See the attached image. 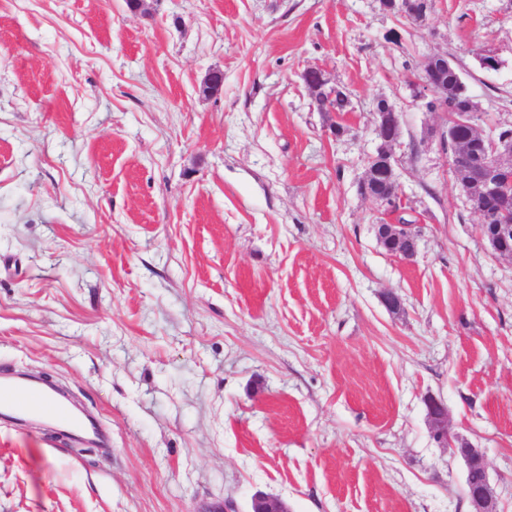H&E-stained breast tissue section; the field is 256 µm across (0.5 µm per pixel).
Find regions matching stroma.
I'll return each mask as SVG.
<instances>
[{"mask_svg":"<svg viewBox=\"0 0 512 512\" xmlns=\"http://www.w3.org/2000/svg\"><path fill=\"white\" fill-rule=\"evenodd\" d=\"M433 53L482 127L512 121V0H436L424 27L377 0H0V368L110 440L0 422V512H470L460 439L512 512V260L408 85ZM310 67L349 111L315 108ZM380 98L410 260L359 191ZM400 221L411 224L404 218H400ZM408 224H387L386 222H380L377 224V239L379 244L404 245L405 250L401 251L404 259L410 260L416 254V235L413 232L408 231L410 226ZM429 420L434 429L441 435V440L448 441L447 411L441 401L429 396L425 399Z\"/></svg>","mask_w":512,"mask_h":512,"instance_id":"1","label":"stroma"}]
</instances>
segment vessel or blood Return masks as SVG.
Listing matches in <instances>:
<instances>
[{
  "label": "vessel or blood",
  "instance_id": "obj_1",
  "mask_svg": "<svg viewBox=\"0 0 512 512\" xmlns=\"http://www.w3.org/2000/svg\"><path fill=\"white\" fill-rule=\"evenodd\" d=\"M0 408L29 419H56L66 425L71 436L81 440L92 441L99 436L88 416L72 412L53 394L36 389L6 371L0 373Z\"/></svg>",
  "mask_w": 512,
  "mask_h": 512
}]
</instances>
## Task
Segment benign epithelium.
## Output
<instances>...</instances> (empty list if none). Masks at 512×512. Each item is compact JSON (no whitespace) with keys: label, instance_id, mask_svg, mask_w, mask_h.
I'll return each mask as SVG.
<instances>
[{"label":"benign epithelium","instance_id":"1","mask_svg":"<svg viewBox=\"0 0 512 512\" xmlns=\"http://www.w3.org/2000/svg\"><path fill=\"white\" fill-rule=\"evenodd\" d=\"M438 60L448 61L444 55H431L425 59L420 74L410 80L413 96L425 102L434 99L438 89L431 78V69ZM311 79L318 78L317 83L310 85L314 104L320 110L331 109L330 102L335 96L336 88L327 87V81L321 69L311 67L304 72ZM374 133L380 142L377 154L373 156L361 180L359 189L362 194L378 201L385 210L390 211L401 202L397 175L393 163V147L400 138L401 113L392 104L386 110L373 108ZM465 128L464 137L457 132ZM503 126L494 127L485 133L470 122V116L461 114L450 118V123L439 129L437 136L440 145H448V141L459 144V150L452 156L451 170L464 186L471 188L478 195L487 197H512V137L500 134ZM369 177H382L390 183V193L381 196L372 193L366 184ZM490 240L494 243L497 253L505 258L512 257V214L502 212L496 223L490 225ZM377 239L381 244L405 246L401 251L404 259L410 260L416 254V235L409 231L407 224L377 225ZM429 420L434 429L441 435V440L448 441V420L445 406L438 399L429 396L425 399ZM455 453L463 460L466 469L476 467L487 469L485 456L481 449L462 441L455 446ZM467 497L471 512H497L496 502L490 483L479 488L467 489ZM254 504L260 505L256 512H290L288 504L276 497L256 496Z\"/></svg>","mask_w":512,"mask_h":512}]
</instances>
